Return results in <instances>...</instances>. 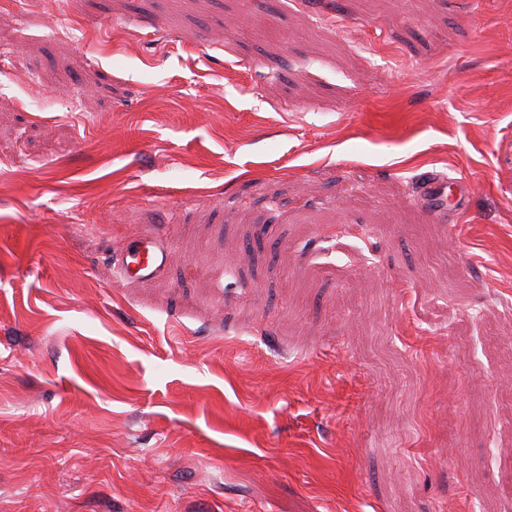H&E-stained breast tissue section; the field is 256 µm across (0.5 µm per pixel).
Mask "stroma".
I'll return each mask as SVG.
<instances>
[{"label":"stroma","instance_id":"obj_1","mask_svg":"<svg viewBox=\"0 0 512 512\" xmlns=\"http://www.w3.org/2000/svg\"><path fill=\"white\" fill-rule=\"evenodd\" d=\"M511 476L512 0H0V512ZM448 187L449 192L452 191L454 187L456 189L455 202L457 204H462L463 199L468 193L467 183L463 179H458L454 177L448 178H429L422 187V192L425 196L429 197L433 200L441 197L446 188ZM167 259V253L156 239L142 236L133 241L123 262L122 273L150 278L164 267Z\"/></svg>","mask_w":512,"mask_h":512}]
</instances>
